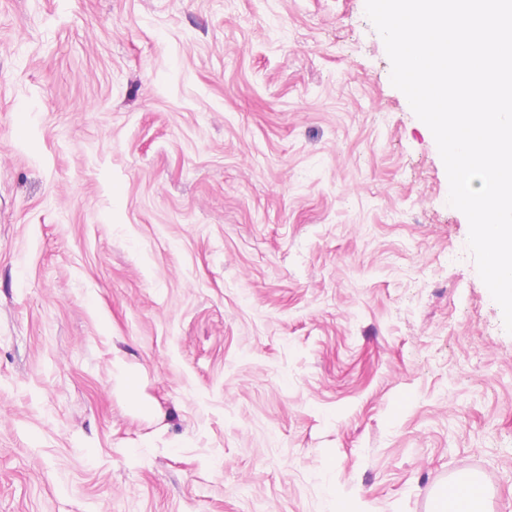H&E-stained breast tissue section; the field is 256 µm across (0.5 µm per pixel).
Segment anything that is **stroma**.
<instances>
[{
    "instance_id": "stroma-1",
    "label": "stroma",
    "mask_w": 512,
    "mask_h": 512,
    "mask_svg": "<svg viewBox=\"0 0 512 512\" xmlns=\"http://www.w3.org/2000/svg\"><path fill=\"white\" fill-rule=\"evenodd\" d=\"M365 0H0V512H512V334ZM438 512H484L483 492L477 481L457 479L442 494Z\"/></svg>"
}]
</instances>
